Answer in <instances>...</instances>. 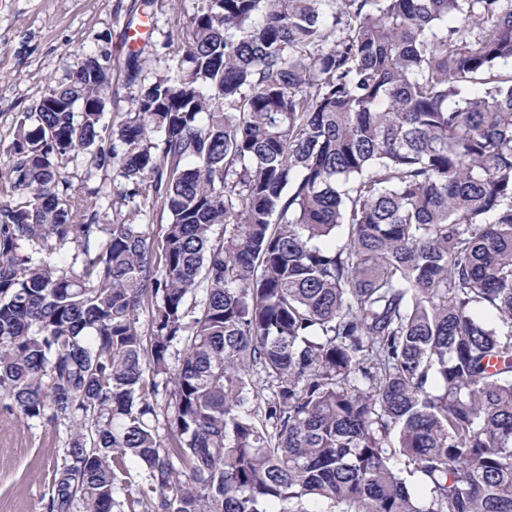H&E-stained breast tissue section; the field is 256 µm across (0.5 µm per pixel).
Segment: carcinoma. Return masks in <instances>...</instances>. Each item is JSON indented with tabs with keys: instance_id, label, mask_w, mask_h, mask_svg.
I'll return each instance as SVG.
<instances>
[{
	"instance_id": "carcinoma-1",
	"label": "carcinoma",
	"mask_w": 512,
	"mask_h": 512,
	"mask_svg": "<svg viewBox=\"0 0 512 512\" xmlns=\"http://www.w3.org/2000/svg\"><path fill=\"white\" fill-rule=\"evenodd\" d=\"M165 45L123 152L101 50L0 164V394L70 431L46 512H113L130 461L145 512H512V0H198ZM135 208L136 202H132V200L126 199L124 200L122 197H118L112 192V208H108L106 212L109 214L110 218L115 217L116 213L119 216L121 212V218L129 215H133L135 217V223L144 224L143 228L153 235L155 238H159L162 236L164 232V226L167 224V218L164 216L163 219L160 218V214L150 215V217L146 216H135Z\"/></svg>"
}]
</instances>
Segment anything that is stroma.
I'll list each match as a JSON object with an SVG mask.
<instances>
[{
    "instance_id": "obj_1",
    "label": "stroma",
    "mask_w": 512,
    "mask_h": 512,
    "mask_svg": "<svg viewBox=\"0 0 512 512\" xmlns=\"http://www.w3.org/2000/svg\"><path fill=\"white\" fill-rule=\"evenodd\" d=\"M194 0H0V151L12 138L17 114L48 88L66 83L87 53L112 54L109 117L120 126L134 111L139 88L125 74L140 30V63L152 82L178 57L164 46L168 32L186 23ZM0 397V512H45L49 482L69 439L65 425L23 419Z\"/></svg>"
}]
</instances>
